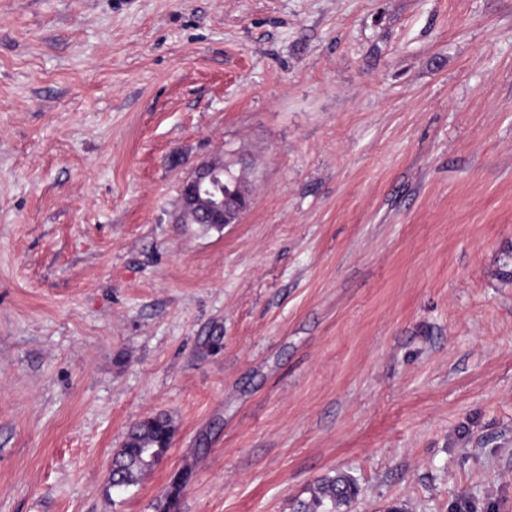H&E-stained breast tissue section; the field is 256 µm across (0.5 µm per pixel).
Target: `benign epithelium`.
<instances>
[{
  "label": "benign epithelium",
  "mask_w": 512,
  "mask_h": 512,
  "mask_svg": "<svg viewBox=\"0 0 512 512\" xmlns=\"http://www.w3.org/2000/svg\"><path fill=\"white\" fill-rule=\"evenodd\" d=\"M224 159L204 162L183 180L180 209L206 224L224 227L236 223L250 204L245 194L231 202L224 196Z\"/></svg>",
  "instance_id": "1"
}]
</instances>
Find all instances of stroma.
<instances>
[{
	"mask_svg": "<svg viewBox=\"0 0 512 512\" xmlns=\"http://www.w3.org/2000/svg\"><path fill=\"white\" fill-rule=\"evenodd\" d=\"M217 156L249 209L180 223ZM187 465L181 512H512V0H0V512ZM174 431L173 420L162 412L136 422L112 459L111 485L128 487L137 484L159 464L172 444ZM310 494L308 500L297 501L292 512H347L358 495V487L351 476L337 473L318 480Z\"/></svg>",
	"mask_w": 512,
	"mask_h": 512,
	"instance_id": "1",
	"label": "stroma"
}]
</instances>
